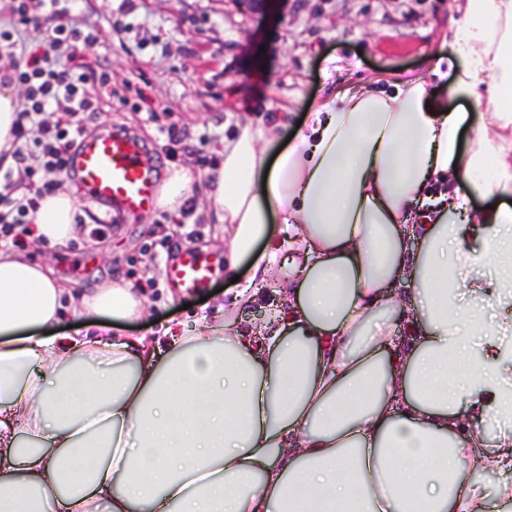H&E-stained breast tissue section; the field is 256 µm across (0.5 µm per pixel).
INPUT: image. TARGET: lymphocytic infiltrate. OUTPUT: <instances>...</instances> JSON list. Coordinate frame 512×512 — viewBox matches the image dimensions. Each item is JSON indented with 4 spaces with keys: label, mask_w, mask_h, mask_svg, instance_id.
<instances>
[{
    "label": "lymphocytic infiltrate",
    "mask_w": 512,
    "mask_h": 512,
    "mask_svg": "<svg viewBox=\"0 0 512 512\" xmlns=\"http://www.w3.org/2000/svg\"><path fill=\"white\" fill-rule=\"evenodd\" d=\"M72 0H8L0 15V80L26 90L10 130L14 165L0 169V249L20 247L40 201L69 173L77 140L93 101L88 83H107L106 73L75 64L78 52L98 45L101 32L65 21ZM27 193H19V184Z\"/></svg>",
    "instance_id": "f902f5d3"
}]
</instances>
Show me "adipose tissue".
<instances>
[{"label":"adipose tissue","instance_id":"obj_1","mask_svg":"<svg viewBox=\"0 0 512 512\" xmlns=\"http://www.w3.org/2000/svg\"><path fill=\"white\" fill-rule=\"evenodd\" d=\"M450 47L431 71L454 68L459 107L420 81L344 89L277 155L274 130L247 127L212 173L161 186L172 213L204 194L228 274L278 284L261 338L237 326L247 286L167 348L112 339L144 309L115 280L72 298L96 335L47 336L64 288L0 252V512H512V0H465ZM462 177L469 193L428 189ZM77 213L71 191L47 196L36 238L77 239Z\"/></svg>","mask_w":512,"mask_h":512}]
</instances>
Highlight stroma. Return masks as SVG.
<instances>
[{
    "label": "stroma",
    "instance_id": "obj_1",
    "mask_svg": "<svg viewBox=\"0 0 512 512\" xmlns=\"http://www.w3.org/2000/svg\"><path fill=\"white\" fill-rule=\"evenodd\" d=\"M463 0H78L69 24L102 29L107 40L85 55L108 85L87 86L97 110L88 132L111 124L137 133L165 172L212 170L217 152L243 127H296L311 103L332 90L367 83L391 90L425 79L446 97L451 78L429 73L449 51L450 29ZM176 124L179 140H169ZM86 231L81 243L53 249L34 236L22 248L49 260L66 287L92 288L121 279L138 288L144 315L116 323L114 336L165 344L172 331L200 320L219 323L224 305L253 275L243 263L238 282L223 269L224 231L205 199L179 214L156 209L112 223L97 236L99 207L79 197ZM194 245L217 270L204 287L175 293L162 285L169 250Z\"/></svg>",
    "mask_w": 512,
    "mask_h": 512
}]
</instances>
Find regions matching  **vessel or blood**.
<instances>
[{
	"mask_svg": "<svg viewBox=\"0 0 512 512\" xmlns=\"http://www.w3.org/2000/svg\"><path fill=\"white\" fill-rule=\"evenodd\" d=\"M73 173L81 192L109 217L149 212L158 206L162 180L158 157L132 133L106 128L86 137L76 153ZM162 275L169 287L187 293L203 287L213 267L187 245L175 263L164 266Z\"/></svg>",
	"mask_w": 512,
	"mask_h": 512,
	"instance_id": "b4317fda",
	"label": "vessel or blood"
}]
</instances>
